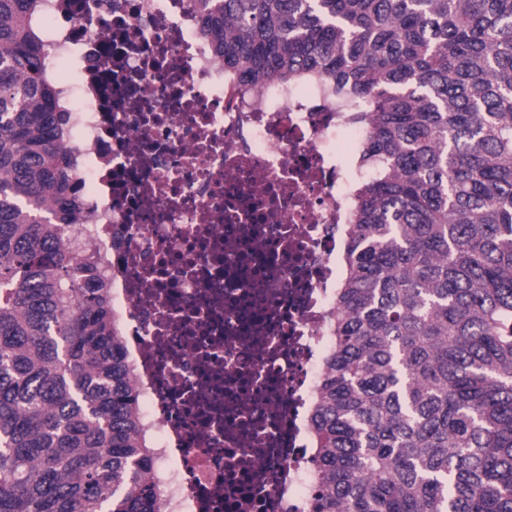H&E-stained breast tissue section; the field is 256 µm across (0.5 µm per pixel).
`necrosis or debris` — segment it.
Here are the masks:
<instances>
[{
    "label": "necrosis or debris",
    "mask_w": 512,
    "mask_h": 512,
    "mask_svg": "<svg viewBox=\"0 0 512 512\" xmlns=\"http://www.w3.org/2000/svg\"><path fill=\"white\" fill-rule=\"evenodd\" d=\"M37 25L87 201L63 243L107 258L160 512H309L352 102L239 86L190 0H40Z\"/></svg>",
    "instance_id": "obj_1"
}]
</instances>
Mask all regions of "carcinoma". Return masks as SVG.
I'll return each mask as SVG.
<instances>
[{
	"mask_svg": "<svg viewBox=\"0 0 512 512\" xmlns=\"http://www.w3.org/2000/svg\"><path fill=\"white\" fill-rule=\"evenodd\" d=\"M241 84L326 77L367 130L313 405L311 512H512V0H193ZM39 0H0V512H159L80 224Z\"/></svg>",
	"mask_w": 512,
	"mask_h": 512,
	"instance_id": "carcinoma-1",
	"label": "carcinoma"
}]
</instances>
